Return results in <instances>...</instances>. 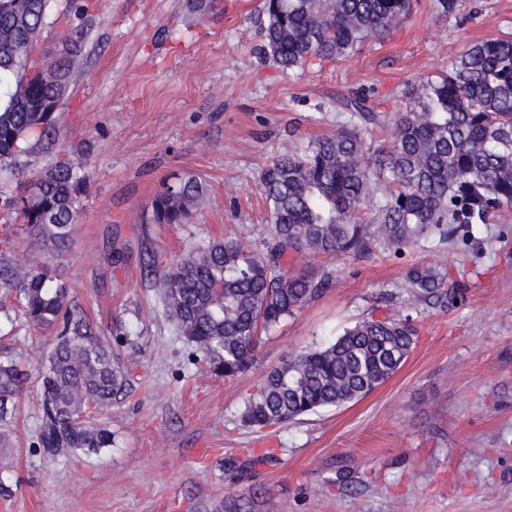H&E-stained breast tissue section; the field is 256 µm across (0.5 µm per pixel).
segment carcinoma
<instances>
[{
    "label": "carcinoma",
    "instance_id": "obj_1",
    "mask_svg": "<svg viewBox=\"0 0 512 512\" xmlns=\"http://www.w3.org/2000/svg\"><path fill=\"white\" fill-rule=\"evenodd\" d=\"M67 4L55 22L71 14L81 20L66 27L67 51L36 57L55 0H0V175L7 179L24 173L37 147L56 145L74 76L85 65L86 8L81 0ZM410 8V0H265L261 51L285 72L312 57L335 60L369 36L390 32ZM48 104L54 111H44ZM340 105L348 117L336 133L262 171L272 226L264 250L227 237L172 264L147 254L146 277L166 317L214 376L243 373L259 333L293 315L328 280L325 273L288 270L280 263L286 252L370 254L372 232L357 215L372 183L395 187L374 219L394 247L445 244L460 228L470 234L512 210V39L469 44L448 73L420 82L408 92L405 111L390 117L361 96ZM86 163L84 153L73 151L39 170L20 195L0 189V202L44 255L40 265L24 269L7 241L0 242V292L13 295V310L51 338L32 443L47 458L112 447V430L96 415L128 385L112 351L128 332L120 323L113 331L94 324L53 269L73 244ZM205 191L193 174L164 183L144 223H186ZM406 288L415 303L432 307L446 306L448 296L460 291L432 266L410 269ZM416 339L406 319H363L268 371L247 396L240 421L261 429L358 400L397 371ZM25 381L12 353L1 350V425L14 417ZM260 498L256 490L230 494L219 512H256Z\"/></svg>",
    "mask_w": 512,
    "mask_h": 512
}]
</instances>
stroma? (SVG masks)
<instances>
[{
	"instance_id": "35a3bbf8",
	"label": "stroma",
	"mask_w": 512,
	"mask_h": 512,
	"mask_svg": "<svg viewBox=\"0 0 512 512\" xmlns=\"http://www.w3.org/2000/svg\"><path fill=\"white\" fill-rule=\"evenodd\" d=\"M93 2L59 141L90 147L84 209L54 267L98 325L131 328L116 348L131 390L107 413L111 447L43 458L30 443L48 341L0 326V345L27 374L0 512H215L228 493L252 488L275 512H512V211L437 247L288 255L289 266L329 282L261 337L233 379L189 357L142 267L145 251L173 263L225 236L262 249L269 213L259 178L273 158L335 133L352 94L404 110L406 92L467 45L512 38V0H456L450 14L438 0H412L392 33L289 73L258 53L264 0H222L202 16L187 0ZM189 173L206 182L191 222L142 223L162 182ZM1 238L18 262H41L0 207ZM113 251L124 263L109 262ZM414 265L446 270L465 283L463 298L412 304L405 273ZM371 317L406 318L417 330L386 382L286 426H242L244 399L267 371Z\"/></svg>"
}]
</instances>
